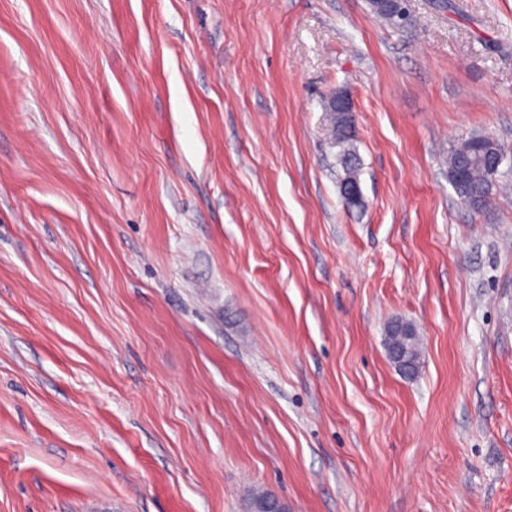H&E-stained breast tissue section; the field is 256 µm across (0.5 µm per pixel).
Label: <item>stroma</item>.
Returning a JSON list of instances; mask_svg holds the SVG:
<instances>
[{"label": "stroma", "mask_w": 512, "mask_h": 512, "mask_svg": "<svg viewBox=\"0 0 512 512\" xmlns=\"http://www.w3.org/2000/svg\"><path fill=\"white\" fill-rule=\"evenodd\" d=\"M448 2L0 0V512H512V0ZM328 112L329 137L334 145L341 148L340 156L344 174L338 181L340 193L349 204L362 205L364 200L358 175L359 162L352 144L353 127L349 125L344 115L329 110ZM351 179L356 180L358 183L347 182ZM343 183L345 184L341 189ZM343 198L342 201L344 203ZM498 140L470 134L462 137L448 154V181L459 199L476 213L485 212L498 183L496 164L505 159ZM392 328V327H391ZM387 327L385 334V345L388 351L389 359L398 367L402 374H405L412 368V362L406 354L408 353L407 342L410 338L409 333L404 331L395 332Z\"/></svg>", "instance_id": "obj_1"}]
</instances>
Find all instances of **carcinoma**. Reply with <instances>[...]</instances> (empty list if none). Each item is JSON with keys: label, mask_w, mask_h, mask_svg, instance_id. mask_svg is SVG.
<instances>
[{"label": "carcinoma", "mask_w": 512, "mask_h": 512, "mask_svg": "<svg viewBox=\"0 0 512 512\" xmlns=\"http://www.w3.org/2000/svg\"><path fill=\"white\" fill-rule=\"evenodd\" d=\"M328 134L332 143L341 148L343 175L338 184L351 179L359 180V162L353 148V127L346 117L336 112L328 113ZM506 157L504 147L498 140L489 141L470 134L461 138L448 154V181L459 199L476 213L485 212L491 202L493 190L498 183L496 164ZM278 509L283 504L273 494L257 491L252 494L249 512H262L269 506Z\"/></svg>", "instance_id": "1"}]
</instances>
